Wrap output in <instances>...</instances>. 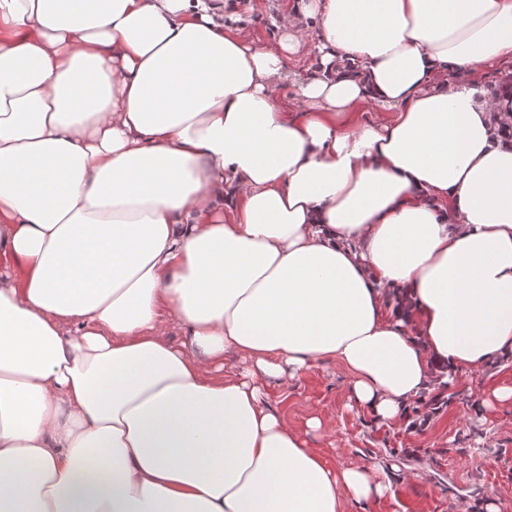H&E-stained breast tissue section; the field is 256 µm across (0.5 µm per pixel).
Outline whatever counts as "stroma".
Returning a JSON list of instances; mask_svg holds the SVG:
<instances>
[{"label": "stroma", "instance_id": "obj_1", "mask_svg": "<svg viewBox=\"0 0 512 512\" xmlns=\"http://www.w3.org/2000/svg\"><path fill=\"white\" fill-rule=\"evenodd\" d=\"M284 0H238L246 32L266 43L281 34ZM499 387H512V356L483 370L449 375L425 390L398 424H377L350 401V376L336 361L318 362L289 385L270 381V408L305 431L320 417L310 447L337 468L379 465L390 483L383 497L348 502L344 512H484L494 499L512 512V403L479 404Z\"/></svg>", "mask_w": 512, "mask_h": 512}]
</instances>
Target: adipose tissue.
I'll return each instance as SVG.
<instances>
[{
	"label": "adipose tissue",
	"instance_id": "1",
	"mask_svg": "<svg viewBox=\"0 0 512 512\" xmlns=\"http://www.w3.org/2000/svg\"><path fill=\"white\" fill-rule=\"evenodd\" d=\"M227 6L0 0V512H343L388 483L266 380L336 360L390 425L512 355V0ZM240 22L245 31L261 43L271 42L280 36L284 0H239Z\"/></svg>",
	"mask_w": 512,
	"mask_h": 512
}]
</instances>
